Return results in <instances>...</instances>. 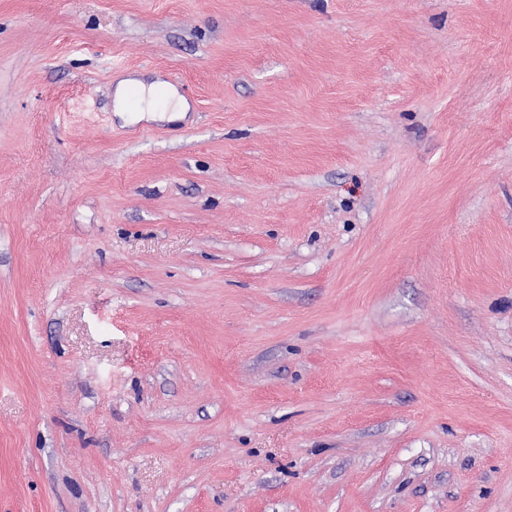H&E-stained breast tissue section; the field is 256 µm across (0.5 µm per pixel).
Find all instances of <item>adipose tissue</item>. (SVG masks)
Segmentation results:
<instances>
[{
  "mask_svg": "<svg viewBox=\"0 0 512 512\" xmlns=\"http://www.w3.org/2000/svg\"><path fill=\"white\" fill-rule=\"evenodd\" d=\"M114 105L120 112L133 109L151 116L160 113L172 120L180 118L188 110L186 101L171 87L160 82L147 83L136 78L118 81Z\"/></svg>",
  "mask_w": 512,
  "mask_h": 512,
  "instance_id": "adipose-tissue-1",
  "label": "adipose tissue"
}]
</instances>
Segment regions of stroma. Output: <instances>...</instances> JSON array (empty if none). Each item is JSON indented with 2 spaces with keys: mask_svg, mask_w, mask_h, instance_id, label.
I'll use <instances>...</instances> for the list:
<instances>
[{
  "mask_svg": "<svg viewBox=\"0 0 512 512\" xmlns=\"http://www.w3.org/2000/svg\"><path fill=\"white\" fill-rule=\"evenodd\" d=\"M0 512H512V0H0ZM132 97L137 99L133 109L129 106ZM114 105L117 112H138L131 119L132 122L144 118V113H148V116L168 114L169 120H175L188 110L186 101L171 87L161 82L146 83L136 78H125L117 82Z\"/></svg>",
  "mask_w": 512,
  "mask_h": 512,
  "instance_id": "obj_1",
  "label": "stroma"
}]
</instances>
